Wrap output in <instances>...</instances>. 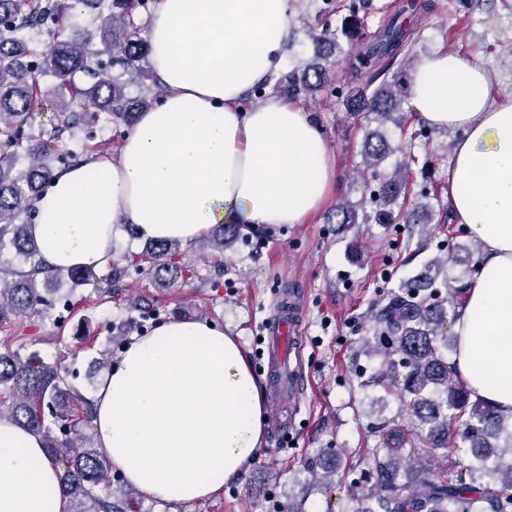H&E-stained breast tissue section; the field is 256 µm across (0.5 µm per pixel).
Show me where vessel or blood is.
Returning a JSON list of instances; mask_svg holds the SVG:
<instances>
[{
	"mask_svg": "<svg viewBox=\"0 0 512 512\" xmlns=\"http://www.w3.org/2000/svg\"><path fill=\"white\" fill-rule=\"evenodd\" d=\"M304 306L296 294L283 296L265 323L266 386L272 398L296 396L304 383L299 367Z\"/></svg>",
	"mask_w": 512,
	"mask_h": 512,
	"instance_id": "1",
	"label": "vessel or blood"
}]
</instances>
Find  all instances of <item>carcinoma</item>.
<instances>
[{"label":"carcinoma","mask_w":512,"mask_h":512,"mask_svg":"<svg viewBox=\"0 0 512 512\" xmlns=\"http://www.w3.org/2000/svg\"><path fill=\"white\" fill-rule=\"evenodd\" d=\"M151 0H109L100 31L69 25L66 13L54 0H0V255L12 248L16 264L0 262V327L40 307H47L66 278L78 286L93 276L92 269L49 270L40 257L32 234L33 201L62 169L71 167L57 152L64 135L91 126L105 113L110 120L133 124L135 112H144L154 101L131 100L123 77L146 78L140 62L148 44L140 38L142 14ZM50 22L56 34L46 49L19 38L20 30ZM415 41V30L388 18L371 32L356 55L355 72L368 77L369 95L348 104L365 117L389 119L401 111L402 89L385 79L387 71L405 60ZM53 72L57 85V123L51 129L31 132L32 110L43 99L36 77L40 68ZM327 67L307 65L301 75L291 73L276 80L275 88L296 98L317 90ZM82 74L90 82L80 86ZM397 148L380 139H366L363 155L377 192L370 201L387 207L398 197L408 198L409 184L401 173L381 169L383 160ZM28 164L20 166L22 160ZM230 225L218 224L211 233L212 246L224 251L234 239ZM130 265L154 279L180 271L177 246L149 242L129 259ZM450 300L415 285L391 298L377 320L389 338L381 353L386 376L404 370L400 394L409 396L408 407L426 428L414 447L440 448L451 436L467 441L480 468H488L493 441L504 430L505 415L481 399H471L470 389L456 376L453 366L437 356L438 347L449 346ZM61 368L33 357H23L4 345L0 352V416L41 438L49 458L62 469V493L71 498L72 512H133L108 495L116 467L98 448L80 437L79 428L92 422V409L65 388ZM377 463L374 491L383 512H512V469L497 486L477 483V467L460 463L453 470L421 471L407 482L389 456L388 447L375 449Z\"/></svg>","instance_id":"carcinoma-1"}]
</instances>
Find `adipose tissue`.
I'll return each instance as SVG.
<instances>
[{"instance_id": "ef3b65f1", "label": "adipose tissue", "mask_w": 512, "mask_h": 512, "mask_svg": "<svg viewBox=\"0 0 512 512\" xmlns=\"http://www.w3.org/2000/svg\"><path fill=\"white\" fill-rule=\"evenodd\" d=\"M290 0H161L149 62L165 87L111 157L61 170L35 200L32 233L53 269L111 265L118 222L141 240L194 244L213 225L301 224L337 181L321 127L274 96L244 107L288 56ZM420 120L460 132L448 169L454 213L482 248L453 324L456 375L512 414V100L487 72L442 53L410 88ZM97 446L142 496L222 494L263 446L258 379L234 336L175 318L126 341L92 395ZM0 512H69L37 436L0 418Z\"/></svg>"}]
</instances>
